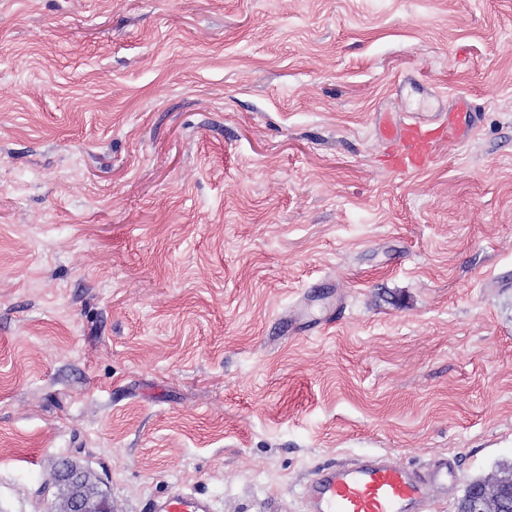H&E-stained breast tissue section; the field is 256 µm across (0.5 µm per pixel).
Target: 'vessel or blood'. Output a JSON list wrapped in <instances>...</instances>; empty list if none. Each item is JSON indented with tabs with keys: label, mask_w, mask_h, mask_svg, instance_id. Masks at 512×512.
Segmentation results:
<instances>
[{
	"label": "vessel or blood",
	"mask_w": 512,
	"mask_h": 512,
	"mask_svg": "<svg viewBox=\"0 0 512 512\" xmlns=\"http://www.w3.org/2000/svg\"><path fill=\"white\" fill-rule=\"evenodd\" d=\"M478 119L469 100L459 97L433 121L414 112L379 120L376 136L391 147V170L406 175L426 168L440 143L458 139ZM457 478L444 457L423 468L397 465L383 454L359 457L319 472L304 489V512H435L433 490H447ZM151 510L214 512V507L208 498L178 490L154 500Z\"/></svg>",
	"instance_id": "obj_1"
}]
</instances>
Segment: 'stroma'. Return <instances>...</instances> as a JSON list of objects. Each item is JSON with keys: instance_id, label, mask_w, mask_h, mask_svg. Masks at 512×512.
Here are the masks:
<instances>
[{"instance_id": "1", "label": "stroma", "mask_w": 512, "mask_h": 512, "mask_svg": "<svg viewBox=\"0 0 512 512\" xmlns=\"http://www.w3.org/2000/svg\"><path fill=\"white\" fill-rule=\"evenodd\" d=\"M407 75L481 117L401 177ZM379 453L512 462V0H0V512ZM80 474L73 470L69 463H64L58 470L56 484H67L74 488V493L69 499L66 512H108L112 511L106 501H94L80 493L75 487L80 482ZM107 503L106 508H102V504Z\"/></svg>"}]
</instances>
